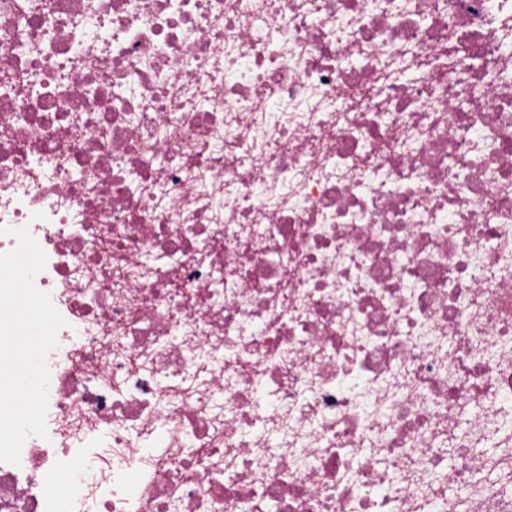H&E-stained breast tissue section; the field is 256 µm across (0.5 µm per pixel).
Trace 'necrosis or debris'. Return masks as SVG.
I'll use <instances>...</instances> for the list:
<instances>
[{"mask_svg":"<svg viewBox=\"0 0 512 512\" xmlns=\"http://www.w3.org/2000/svg\"><path fill=\"white\" fill-rule=\"evenodd\" d=\"M22 227L0 512H512V0H0Z\"/></svg>","mask_w":512,"mask_h":512,"instance_id":"1","label":"necrosis or debris"}]
</instances>
